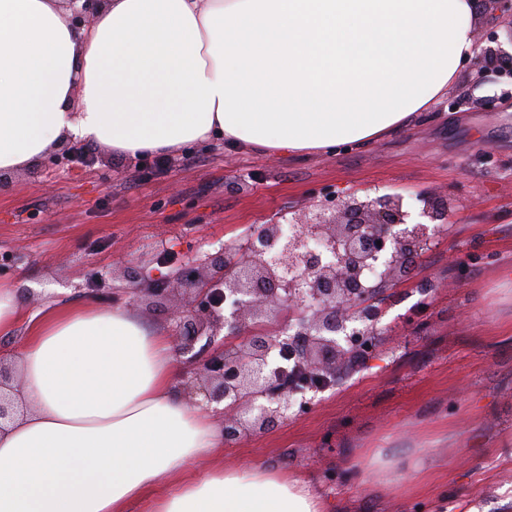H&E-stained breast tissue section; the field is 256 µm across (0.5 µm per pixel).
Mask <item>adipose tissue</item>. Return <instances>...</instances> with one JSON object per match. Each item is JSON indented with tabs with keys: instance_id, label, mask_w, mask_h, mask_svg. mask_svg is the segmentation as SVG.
Masks as SVG:
<instances>
[{
	"instance_id": "obj_1",
	"label": "adipose tissue",
	"mask_w": 512,
	"mask_h": 512,
	"mask_svg": "<svg viewBox=\"0 0 512 512\" xmlns=\"http://www.w3.org/2000/svg\"><path fill=\"white\" fill-rule=\"evenodd\" d=\"M479 16L476 0H105L80 36L67 0H0V175L68 138L129 158L363 144L447 92ZM17 359L0 512L325 510L287 472L218 463L224 435L176 388L169 336L130 309L47 303Z\"/></svg>"
}]
</instances>
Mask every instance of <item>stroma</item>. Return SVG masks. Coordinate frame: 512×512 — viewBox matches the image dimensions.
<instances>
[{
    "label": "stroma",
    "instance_id": "stroma-1",
    "mask_svg": "<svg viewBox=\"0 0 512 512\" xmlns=\"http://www.w3.org/2000/svg\"><path fill=\"white\" fill-rule=\"evenodd\" d=\"M92 167L65 158L14 174L0 191V280L25 314L63 296L133 309L172 329L167 306L130 299L118 258L153 283L202 243L232 244L285 210L336 193H397L413 212L445 197L454 224L387 300L385 323L410 343L367 354L278 429L225 442L228 469L278 468L308 480L328 512H460L477 501L512 512V77L465 62L447 94L402 129L333 155L281 157L191 144L162 170L92 146ZM466 258L455 279L450 256ZM436 286L426 313L417 285ZM421 481L402 478L413 462Z\"/></svg>",
    "mask_w": 512,
    "mask_h": 512
}]
</instances>
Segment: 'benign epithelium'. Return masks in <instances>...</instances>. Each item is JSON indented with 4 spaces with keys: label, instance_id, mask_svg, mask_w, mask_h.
<instances>
[{
    "label": "benign epithelium",
    "instance_id": "benign-epithelium-1",
    "mask_svg": "<svg viewBox=\"0 0 512 512\" xmlns=\"http://www.w3.org/2000/svg\"><path fill=\"white\" fill-rule=\"evenodd\" d=\"M72 22L94 18L103 0H80ZM484 62L512 71V50H483ZM418 217L398 194L324 198L302 214L262 225L235 249L193 257L164 288L143 289L127 271L129 295L171 301L177 355L195 366L187 393L221 418L224 438L269 432L288 419L291 395L269 378L275 349L301 339L304 370L321 377L345 373L355 359L392 335L381 301L428 250L439 225L454 223L448 200L422 195ZM219 291L224 307L214 303ZM16 372L0 366V424L17 412Z\"/></svg>",
    "mask_w": 512,
    "mask_h": 512
}]
</instances>
